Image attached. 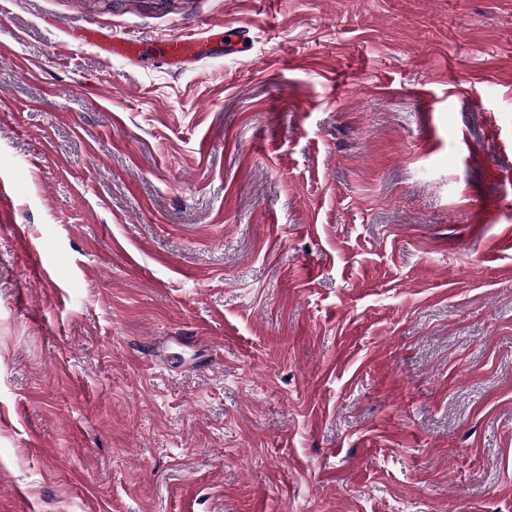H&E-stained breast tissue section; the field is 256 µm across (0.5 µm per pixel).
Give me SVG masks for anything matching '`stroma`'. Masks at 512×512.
I'll return each mask as SVG.
<instances>
[{
    "label": "stroma",
    "instance_id": "1",
    "mask_svg": "<svg viewBox=\"0 0 512 512\" xmlns=\"http://www.w3.org/2000/svg\"><path fill=\"white\" fill-rule=\"evenodd\" d=\"M0 189V512H512V0H0ZM164 47L174 63H179L191 58L200 51L195 41L179 38L166 40Z\"/></svg>",
    "mask_w": 512,
    "mask_h": 512
}]
</instances>
